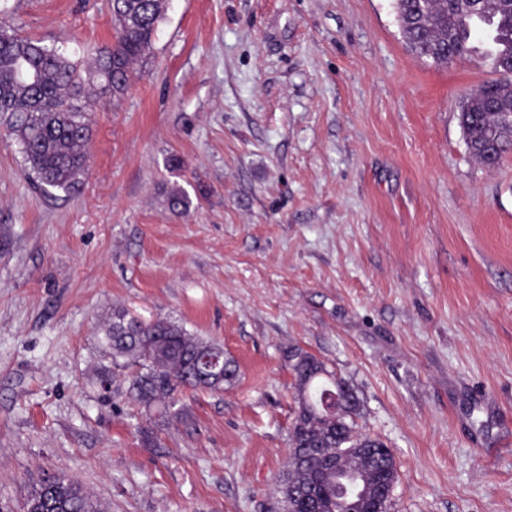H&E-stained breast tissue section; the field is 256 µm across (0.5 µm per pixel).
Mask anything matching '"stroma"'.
Returning a JSON list of instances; mask_svg holds the SVG:
<instances>
[{
    "label": "stroma",
    "instance_id": "stroma-1",
    "mask_svg": "<svg viewBox=\"0 0 512 512\" xmlns=\"http://www.w3.org/2000/svg\"><path fill=\"white\" fill-rule=\"evenodd\" d=\"M8 5L48 46L116 35L110 0ZM493 77L413 56L395 0H168L72 197L0 137V512L54 474L104 512H272L297 346L394 453L389 512H512V152L481 165L459 124ZM116 306L221 344L237 383L146 413L95 336Z\"/></svg>",
    "mask_w": 512,
    "mask_h": 512
}]
</instances>
